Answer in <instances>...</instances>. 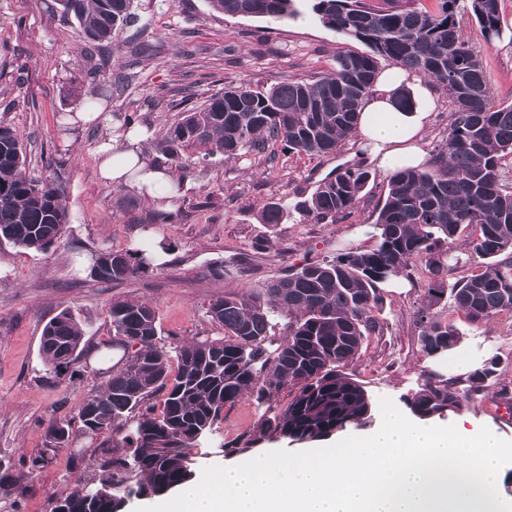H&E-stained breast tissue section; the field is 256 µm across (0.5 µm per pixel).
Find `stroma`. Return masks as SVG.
Returning <instances> with one entry per match:
<instances>
[{
	"instance_id": "35a3bbf8",
	"label": "stroma",
	"mask_w": 512,
	"mask_h": 512,
	"mask_svg": "<svg viewBox=\"0 0 512 512\" xmlns=\"http://www.w3.org/2000/svg\"><path fill=\"white\" fill-rule=\"evenodd\" d=\"M133 11L132 25L106 47L108 68L92 80L85 44L54 0H0V121L24 141L28 172L63 188L69 211L64 236L46 251L0 242V463L6 465L38 454L49 424L76 416L87 395L104 385L99 354L121 356L112 347V301L151 302L163 337L185 341L218 333L206 311L224 293L254 290L291 266L374 244L371 226L388 185L376 171L364 200L336 223L294 219L271 228L258 220L266 202H295L332 172L366 163L369 148L357 135L327 156L280 150L271 162L249 154L206 161L200 150L188 149L176 218L168 223L156 220L157 208L147 196L103 182L95 148L109 128L64 122L87 110L89 102L111 113L115 123L133 122L151 139L176 120L178 103L201 105L229 84L263 89L287 78L308 81L328 72L337 54L364 49L323 27L306 8L283 23L220 14L207 0H134ZM500 13L504 28L493 46L485 45L471 19L463 20L461 34L480 50L496 102L507 104L512 103V0H500ZM138 30L153 55L132 69L128 83L114 86V74L129 67L131 36ZM150 231L165 243L167 260L137 277L102 283L79 262L102 250L131 248ZM216 260L224 263V277L209 272ZM428 283L415 261L406 274L382 284L383 300L372 311L378 326L346 373L373 400L386 397L398 406L426 374L442 376L454 389L483 360L500 355L496 377L447 418L512 441V316L473 323L442 300L441 314L457 326L462 340L447 355L429 357L421 350L416 320ZM64 308L82 324L91 349L75 374L50 371L39 353L44 324ZM258 418L247 400L225 408L223 421L192 452L194 472L229 463L225 445ZM93 451L89 440L75 439L23 492L0 499V512H50L53 497L94 478Z\"/></svg>"
}]
</instances>
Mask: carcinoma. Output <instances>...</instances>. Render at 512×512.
I'll return each mask as SVG.
<instances>
[{"mask_svg":"<svg viewBox=\"0 0 512 512\" xmlns=\"http://www.w3.org/2000/svg\"><path fill=\"white\" fill-rule=\"evenodd\" d=\"M228 16L285 21L299 15L297 0H207ZM320 23L358 41L365 52L336 56V66L313 81L283 80L263 90L229 85L224 93L181 112L154 145L178 167L189 148L203 159L232 160L266 152L275 144L290 152L326 156L354 134L360 104L374 85L380 61L430 78L448 99V135L423 164L404 166L388 182L368 249L330 260L305 262L266 282L259 294L227 292L210 303L209 319L224 335L187 342L161 337L158 312L148 302H112V347L123 354L110 367L103 388L78 410L79 429L65 417L49 424L43 450L18 468L0 470V498L25 487L61 425L68 435L95 444V482L53 498L51 512H122L131 496H163L194 476L192 449L224 420V408L248 399L263 409L251 430L228 452L244 453L266 442L312 443L365 425L373 403L366 389L344 372L374 327L370 313L382 301L380 284L424 263L429 284L417 310L421 349L432 357L461 342L457 327L436 311L445 293L449 263L444 245L462 226L479 228L474 245L486 265L459 278L450 289L455 308L472 322L512 313V184L502 161L512 157V103L494 100L480 51L461 36L459 0H439L437 11L417 0H308ZM133 0H57L84 42L95 51L133 22ZM468 15L485 44L502 33L499 0H469ZM370 172L357 166L324 179L293 207L270 201L260 223L274 227L297 213L307 221L334 224L361 202ZM69 214L64 190L26 174L24 145L0 123V240L45 251L62 238ZM151 266L146 247L102 251L93 258L94 278L123 282ZM282 338L271 340L274 319ZM40 354L57 372L86 356L84 330L68 309L43 327ZM493 357L456 391L426 376L404 404L416 420L457 412L495 377ZM293 397L278 410L283 389Z\"/></svg>","mask_w":512,"mask_h":512,"instance_id":"obj_1","label":"carcinoma"}]
</instances>
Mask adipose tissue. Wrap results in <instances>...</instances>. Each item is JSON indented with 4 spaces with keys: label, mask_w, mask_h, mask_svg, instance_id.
Listing matches in <instances>:
<instances>
[{
    "label": "adipose tissue",
    "mask_w": 512,
    "mask_h": 512,
    "mask_svg": "<svg viewBox=\"0 0 512 512\" xmlns=\"http://www.w3.org/2000/svg\"><path fill=\"white\" fill-rule=\"evenodd\" d=\"M436 98L429 79L396 66L379 71L361 106L358 130L371 144V159L383 174L424 162L423 135ZM142 143L136 132L112 131L96 148L99 176L106 183L148 194L160 207L170 208L165 187L172 176L149 161Z\"/></svg>",
    "instance_id": "1"
}]
</instances>
